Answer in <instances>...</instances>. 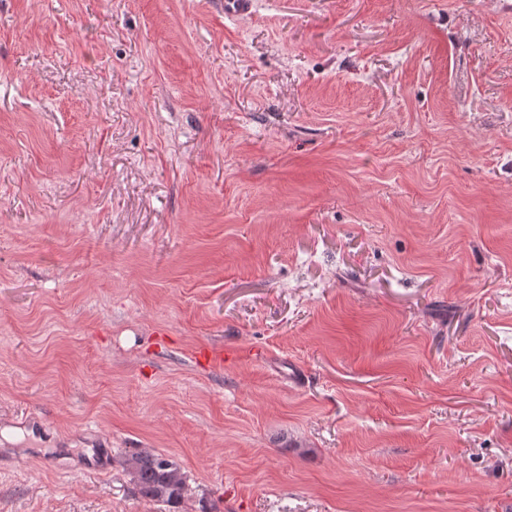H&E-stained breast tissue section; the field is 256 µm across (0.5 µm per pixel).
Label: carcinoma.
<instances>
[{"mask_svg":"<svg viewBox=\"0 0 512 512\" xmlns=\"http://www.w3.org/2000/svg\"><path fill=\"white\" fill-rule=\"evenodd\" d=\"M139 493L151 500L177 503L186 492V480L172 460L149 452H137L126 460Z\"/></svg>","mask_w":512,"mask_h":512,"instance_id":"carcinoma-1","label":"carcinoma"}]
</instances>
